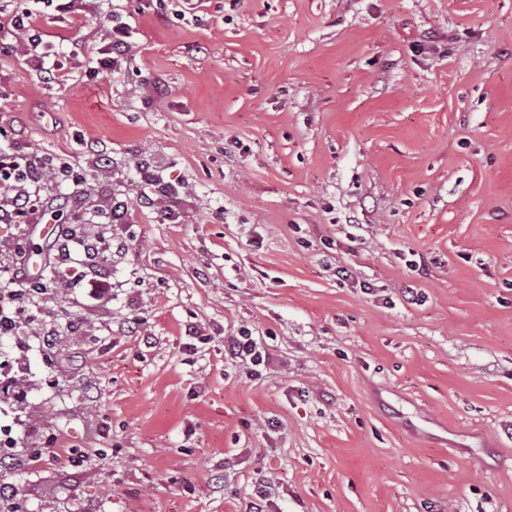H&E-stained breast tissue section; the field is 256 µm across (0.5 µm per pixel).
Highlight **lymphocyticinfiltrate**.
<instances>
[{
	"instance_id": "1",
	"label": "lymphocytic infiltrate",
	"mask_w": 512,
	"mask_h": 512,
	"mask_svg": "<svg viewBox=\"0 0 512 512\" xmlns=\"http://www.w3.org/2000/svg\"><path fill=\"white\" fill-rule=\"evenodd\" d=\"M40 8L11 9L0 0V32L18 36L28 54L32 69L54 80H62L63 66L41 52L42 38L39 24L41 7L58 13L78 11V0H40ZM132 52L128 29L122 24L110 25L104 34L103 45L87 59L88 65L113 67ZM82 172L75 170L63 156L40 157L16 151L9 142L6 130H0V223L24 224L32 219L59 218L63 204L53 203L44 193L46 183L67 182L80 185ZM127 202L113 200L100 220L77 213L73 222L76 232L64 239L58 253L55 272L61 273L75 264L77 256L86 257L90 265L80 279L84 299L101 302L112 293V283L100 275L99 263L112 257V240L104 231L108 224H126L130 221ZM20 254H0V334L19 335L32 329L38 319V303L51 289L50 284L23 278L20 272Z\"/></svg>"
}]
</instances>
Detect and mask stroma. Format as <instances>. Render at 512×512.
Listing matches in <instances>:
<instances>
[{"instance_id":"1","label":"stroma","mask_w":512,"mask_h":512,"mask_svg":"<svg viewBox=\"0 0 512 512\" xmlns=\"http://www.w3.org/2000/svg\"><path fill=\"white\" fill-rule=\"evenodd\" d=\"M147 3L44 19L61 82L0 51L14 145L86 168L74 208H133L111 300L50 297L76 335L0 336V512H243L259 481L268 512H512V0ZM111 16L135 51L89 74ZM70 230L0 224V249L35 279ZM244 327L256 375L224 355ZM144 182L149 193H144L150 200V203L157 207L159 212L164 215L165 219L173 221L179 218L176 201L179 200L174 196L166 186L154 179L152 176H146Z\"/></svg>"}]
</instances>
